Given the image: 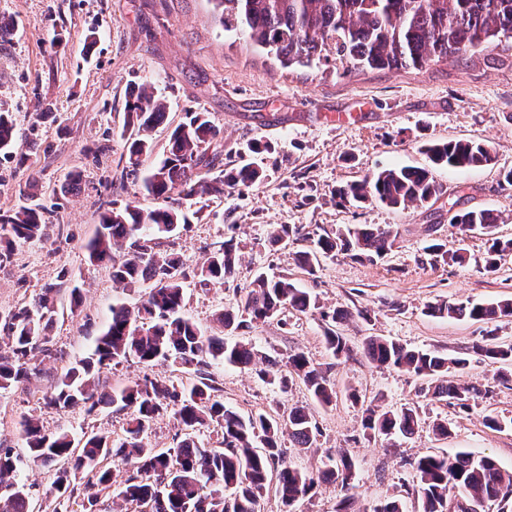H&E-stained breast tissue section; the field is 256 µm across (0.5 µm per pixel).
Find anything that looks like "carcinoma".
Listing matches in <instances>:
<instances>
[{
	"label": "carcinoma",
	"mask_w": 512,
	"mask_h": 512,
	"mask_svg": "<svg viewBox=\"0 0 512 512\" xmlns=\"http://www.w3.org/2000/svg\"><path fill=\"white\" fill-rule=\"evenodd\" d=\"M227 32L240 34L267 50L285 68L300 67L353 69L421 70L450 57L474 51H494L512 41V0H212ZM168 120L167 102L154 94L149 82L128 87L124 107L126 164L140 165L141 157L152 152L148 132ZM220 129L207 112H188L172 130L163 158L142 179L144 191L162 200L148 210L106 203L99 228L86 244L89 260L112 264V281L124 287L151 283L150 291L138 305L112 306L107 328L97 337L95 347L56 379L45 397L55 408L83 404L92 412L98 407L113 411L131 410L122 436L112 439L98 432L83 433L80 439L67 432L47 433L39 422L27 418L21 432L30 458L42 464L58 462L61 467L53 488L62 507L69 508L77 487H83L81 512H98L102 496L122 508L134 504L140 512H260L263 497L274 491L285 512L311 496L321 482L340 486L343 496L336 512H354L358 499L354 481L355 463L347 453L328 459L317 471L288 462L281 436L288 434L299 448L314 447L320 429L314 416L303 407L286 414L258 411L248 416L224 404L222 388L210 372L215 364L249 368L261 360H277L263 353L249 340L226 341L222 336L204 334L183 313L187 273L177 254L160 252L150 245L158 237H169L186 223L183 205L202 195L222 196L260 183L264 170L254 161L241 160L235 166L211 175L218 150ZM18 146L16 123L8 112H0V154L23 167L30 148ZM427 151L436 166L470 169L491 165V148L470 140L433 141ZM443 187L425 167L402 166L380 170L338 190L342 199L364 203L376 201L392 209L424 207L435 200ZM51 211L32 203L0 211V265L10 262L14 245L41 239ZM501 212L471 209L453 214L449 223L459 231V242L482 236L488 247L484 270L497 271L501 259L512 254V238L496 236ZM231 235L210 251L197 272L204 286L223 287L237 270L239 242L236 225ZM299 230L280 226L272 240L282 246L298 240ZM395 242L389 228L353 224L311 239L313 247L295 252L299 266L314 274L320 258L338 253L357 261L372 262L387 255ZM122 255H115L116 251ZM435 262L463 264L467 249L447 248L431 238L423 247ZM68 286L71 304L78 306L81 288L73 280L48 284L29 301L0 313V389L29 381L40 373L31 362L54 359L48 329L57 315L56 296ZM302 314L320 311L317 298L286 276L269 277L257 272L249 289L236 302V309L224 308L216 321L231 333L277 318L288 310ZM434 315L468 318L495 323L512 317V299L496 303L434 304ZM348 316L345 310L322 312L326 322L324 341L333 358L350 357L359 349L379 367L403 370L429 383L420 389L423 397L444 401L467 410L485 395L481 387L455 384L448 373L466 364L462 358L448 359L436 351L407 347L384 336H367L353 346L338 328ZM475 352L512 366V343H501L489 332ZM135 361L146 367L166 365L187 375L176 383L159 375L111 391L99 384L97 374L104 368ZM288 374L269 377L260 369L257 376L285 391L298 380L322 407L336 399L328 369L314 364L302 352L288 355ZM171 415L184 431L168 448H156L147 441L155 421ZM421 423L419 407L409 404L400 411L367 406L363 428L368 436L384 440L393 435L408 438ZM216 425L223 435L222 447L209 448L200 433ZM112 463L133 468L132 474L117 482ZM21 459L11 449L0 448V512H30V491L17 479ZM416 512H448V495L456 492L472 509L458 512H512V472L502 470L489 456L458 452L452 457L425 454L410 463Z\"/></svg>",
	"instance_id": "1"
}]
</instances>
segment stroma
Returning <instances> with one entry per match:
<instances>
[{"label": "stroma", "instance_id": "1", "mask_svg": "<svg viewBox=\"0 0 512 512\" xmlns=\"http://www.w3.org/2000/svg\"><path fill=\"white\" fill-rule=\"evenodd\" d=\"M0 15L13 18L9 42L0 45V112L12 113L19 135L36 132L47 154L31 156L30 170L0 161V210L23 205L29 192L46 204L71 172H79V187L59 209V223L40 241L19 245L11 263L0 266V310L14 308L39 293L62 274L82 286L83 303L68 314V293H60L61 309L50 331L62 359L47 360L29 383L0 390V446L22 460L20 477L31 485L33 512H53L58 502L49 490L56 469L33 462L22 437L23 419H37L49 433L67 431L74 438L102 432L119 437L130 416L83 406L56 409L44 404L56 377L93 348L111 319L113 304L140 303L148 288H123L112 281L109 265L89 261L85 245L94 235L100 204L112 200L143 209L156 202L144 194L140 175L162 157L171 125L185 112L209 113L223 140L217 169L240 160L247 143L272 147L263 157L265 178L252 188L196 199L189 224L173 237L188 274L184 313L203 330L216 331L214 313L234 306L256 271L285 275L316 294L323 312L345 309L340 326L351 341L386 336L400 343L466 359L451 371L456 383L487 388V398L462 411L443 401L419 398L420 380L394 368H379L361 352L333 360L324 342L321 314L286 311L284 320L271 319L245 330L246 338L268 355L282 359L304 352L315 364L330 367L336 401L327 408L313 401L302 383L280 392L254 372L228 365L212 371L223 388L224 402L241 415L266 410L283 413L304 407L314 414L321 434L315 448H288L289 461L321 467L344 452L357 465V512L391 495L411 498L410 463L420 456L467 451L495 458L512 472V383H502L500 364L473 351L488 328L512 343V318L487 326L479 321L430 315V305L471 300L492 303L512 299V256L504 257L496 273L483 269L485 242L469 239L464 265L435 263L424 254L428 237L457 246L452 212L494 208L501 213L498 232L512 238V185L501 173L512 168V54L499 61L486 55L451 58L417 71L369 70L342 75L332 68H285L265 51L239 35L225 31L212 0H0ZM152 82L169 105L168 124L150 134L151 154L142 156L139 172L126 169L122 159L129 136L124 104L129 85ZM52 104L55 119H39L44 104ZM323 112L356 114L341 127L321 122ZM467 139L489 144L494 164L469 170L438 169L434 175L443 191L425 207L392 210L375 202L359 206L340 199L336 191L383 168L425 167L426 143ZM110 143L108 154L95 147ZM39 171L36 188H29L30 171ZM236 225L241 265L224 287L201 286L197 271L228 225ZM332 230L345 224L391 228L392 250L373 262L343 255L321 259L315 274L299 268L293 250L270 245L281 225ZM358 390L361 403L347 394ZM379 400L396 411L419 403L422 424L409 439L367 440L363 436V402ZM504 421L488 427L487 417ZM448 423V438H437L434 422Z\"/></svg>", "mask_w": 512, "mask_h": 512}]
</instances>
